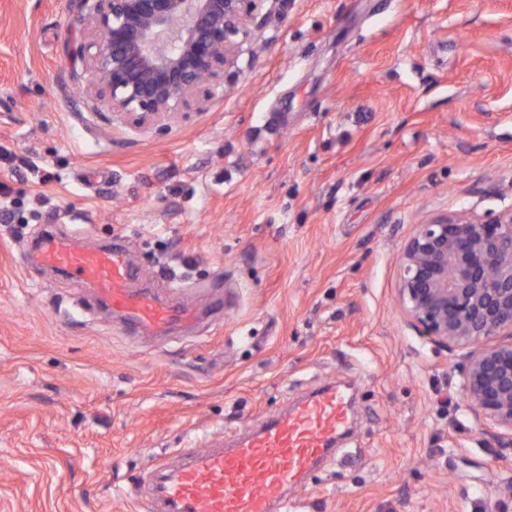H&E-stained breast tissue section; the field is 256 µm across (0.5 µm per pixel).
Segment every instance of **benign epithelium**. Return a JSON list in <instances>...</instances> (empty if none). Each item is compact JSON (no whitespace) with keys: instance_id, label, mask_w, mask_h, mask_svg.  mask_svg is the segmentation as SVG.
I'll return each mask as SVG.
<instances>
[{"instance_id":"7a95c632","label":"benign epithelium","mask_w":512,"mask_h":512,"mask_svg":"<svg viewBox=\"0 0 512 512\" xmlns=\"http://www.w3.org/2000/svg\"><path fill=\"white\" fill-rule=\"evenodd\" d=\"M257 0H84L71 23L77 55L93 71L90 92L135 125L187 111L200 91L224 87L226 68L253 36ZM399 301L409 322L457 363L468 407L505 429L512 451V207L454 212L418 225L401 258ZM491 336L509 340L489 344Z\"/></svg>"}]
</instances>
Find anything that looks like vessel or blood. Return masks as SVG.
<instances>
[{
    "instance_id": "b4317fda",
    "label": "vessel or blood",
    "mask_w": 512,
    "mask_h": 512,
    "mask_svg": "<svg viewBox=\"0 0 512 512\" xmlns=\"http://www.w3.org/2000/svg\"><path fill=\"white\" fill-rule=\"evenodd\" d=\"M38 260L92 288L120 326L137 336L167 338L198 319L194 307L132 288L133 270L122 244L89 250L48 233ZM350 419L344 391L327 385L270 418L231 447L186 450L148 470L135 493L144 512H283L298 487L336 447Z\"/></svg>"
}]
</instances>
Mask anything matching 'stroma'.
Masks as SVG:
<instances>
[{
    "mask_svg": "<svg viewBox=\"0 0 512 512\" xmlns=\"http://www.w3.org/2000/svg\"><path fill=\"white\" fill-rule=\"evenodd\" d=\"M82 11L0 0V512H137L146 468L328 383L351 432L288 512H512L460 352L398 302L418 225L512 205V0H262L223 94L164 128L89 96ZM50 230L202 319L122 334L29 262Z\"/></svg>",
    "mask_w": 512,
    "mask_h": 512,
    "instance_id": "stroma-1",
    "label": "stroma"
}]
</instances>
